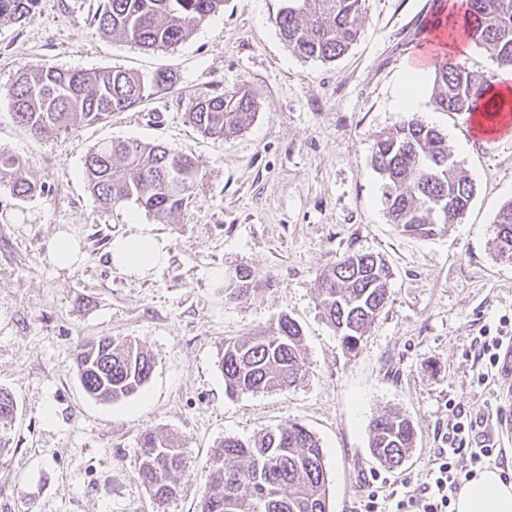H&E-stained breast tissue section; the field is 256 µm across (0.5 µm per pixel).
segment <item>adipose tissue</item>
I'll return each instance as SVG.
<instances>
[{
    "instance_id": "obj_1",
    "label": "adipose tissue",
    "mask_w": 512,
    "mask_h": 512,
    "mask_svg": "<svg viewBox=\"0 0 512 512\" xmlns=\"http://www.w3.org/2000/svg\"><path fill=\"white\" fill-rule=\"evenodd\" d=\"M109 253L112 265L136 277L156 273L167 260L163 243L144 230L113 239ZM453 508L455 512H512V478L497 467L474 473L461 485Z\"/></svg>"
}]
</instances>
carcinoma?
<instances>
[{"label":"carcinoma","instance_id":"carcinoma-1","mask_svg":"<svg viewBox=\"0 0 512 512\" xmlns=\"http://www.w3.org/2000/svg\"><path fill=\"white\" fill-rule=\"evenodd\" d=\"M275 24L288 50L306 59L331 62L356 40L363 0H286ZM464 15L448 27L467 32L500 67L512 68V0H465ZM38 0H0V21L17 22ZM224 8V0H104L94 14L99 30L143 51L173 48L195 27ZM172 74L151 79L122 69L73 71L56 66L23 68L7 89L14 119L38 138H52L80 123L103 121L132 109L154 90L171 88ZM496 75H476L460 58L443 56L434 65L432 96L437 108L461 116L478 110L491 115L512 112V103L494 93ZM256 101L241 86L199 94L189 100L186 116L201 134L222 139L254 119ZM370 163L380 175L381 202L404 234L429 238L458 224L475 194V185L448 151L446 137L411 115L379 134ZM23 161L0 153V182L18 198L45 194V186L22 175ZM88 190L106 207L134 202L159 224L193 194L199 170L192 158L161 143L111 140L87 155ZM494 253L512 261V201L493 221ZM392 273L373 253H349L317 276L318 307L342 344L355 350L391 296ZM269 280L248 267L225 285L231 302L256 299ZM302 331L286 315L252 336L224 340L220 367L225 393H273L305 376ZM154 357L136 340L103 336L83 345L75 370L84 391L102 401L138 393L149 381ZM17 415L11 394L0 388V454L10 447ZM410 419L395 411L378 413L369 424V449L393 471L414 448ZM319 440L293 422L265 429L243 441L226 437L211 456V480L199 512H328L327 477ZM185 467L182 448L168 433L147 430L138 437L137 477L160 503L180 492L177 474Z\"/></svg>","mask_w":512,"mask_h":512}]
</instances>
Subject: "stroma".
<instances>
[{
  "label": "stroma",
  "instance_id": "obj_1",
  "mask_svg": "<svg viewBox=\"0 0 512 512\" xmlns=\"http://www.w3.org/2000/svg\"><path fill=\"white\" fill-rule=\"evenodd\" d=\"M442 2L365 0L357 41L333 62L288 50L274 23L283 0H224L188 40L154 53L105 37L94 21L100 0H39L21 21L0 22V89L44 63L175 76L139 106L49 139L31 136L0 99V150L47 188L19 199L0 183V388L18 406L0 454V512H197L217 443L292 422L321 443L329 512H393L395 495L424 483L440 449L487 436L512 476V375L486 353L512 336V262L490 246L495 216L512 201V137L471 139L465 118L436 109L423 80L415 112L446 136L476 186L462 223L426 240L390 224L370 165L376 135L405 117L401 78L427 49ZM242 85L257 100L247 129L213 140L188 123L192 96ZM117 139L160 142L197 164L195 190L169 223L131 203L106 208L87 190V154ZM143 225L168 259L139 278L111 265L107 250ZM60 230L82 246L76 268L47 261ZM354 252L382 257L393 281L388 305L349 351L317 307L316 277ZM243 266L271 275V286L255 301H228L224 279ZM281 315L302 329L305 378L227 396L225 339ZM100 336L135 338L153 353L139 394L106 403L84 393L74 358ZM386 409L416 429L394 471L369 451V423ZM147 430L177 436L187 461L180 493L162 506L136 476Z\"/></svg>",
  "mask_w": 512,
  "mask_h": 512
}]
</instances>
